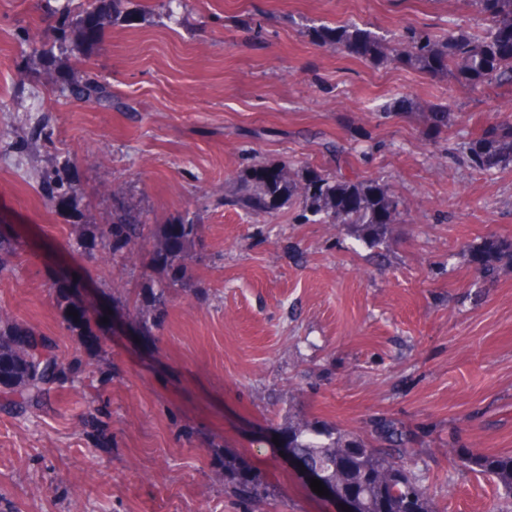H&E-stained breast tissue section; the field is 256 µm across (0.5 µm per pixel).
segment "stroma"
Masks as SVG:
<instances>
[{
    "instance_id": "1",
    "label": "stroma",
    "mask_w": 512,
    "mask_h": 512,
    "mask_svg": "<svg viewBox=\"0 0 512 512\" xmlns=\"http://www.w3.org/2000/svg\"><path fill=\"white\" fill-rule=\"evenodd\" d=\"M84 5L0 0V240L16 249L0 312L84 358L56 302L75 281L101 342L93 372L51 410L0 413V512H241V472L267 492L253 512H342L281 453L288 427L365 433L381 414L417 432L440 512H488L495 483L459 469L455 451L512 453V275L482 282L469 260L485 238H512V168L478 171L463 147L512 111V91L376 66L305 34L477 31L480 17L465 0H184L171 20L163 0H124V20L88 49L51 16ZM45 49L97 71L128 111L47 81ZM444 105L452 127L428 136L426 113ZM256 158L378 181L401 222L378 251L300 222L294 202L253 223L229 199ZM45 174L78 193L49 199ZM116 186L153 235L198 221L194 294L150 249L82 255L74 230L111 223ZM165 284V320L145 331L124 298ZM99 393L112 413L100 442L80 426Z\"/></svg>"
}]
</instances>
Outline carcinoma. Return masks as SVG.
<instances>
[{
    "label": "carcinoma",
    "instance_id": "cac0c4a2",
    "mask_svg": "<svg viewBox=\"0 0 512 512\" xmlns=\"http://www.w3.org/2000/svg\"><path fill=\"white\" fill-rule=\"evenodd\" d=\"M123 0H90L73 12L56 11V31L73 32L85 47L94 48L108 21L122 14ZM480 14L486 28L473 31L453 27L443 35L410 31L392 45L357 25L309 27L306 35L318 45L364 59L376 66L403 61L428 75L448 78L473 90L512 86V0H467ZM71 96L99 108L121 109L111 86L90 73L75 74L70 68L49 73ZM452 113L442 107L426 114L428 132L440 135L448 130ZM465 154L480 171L512 167V113H506L489 128L471 137ZM298 203L303 217L312 216L323 224H336L358 240L375 248L387 242L394 225L400 222L398 197L376 181H360L345 176L311 174L287 161L272 165L255 160L248 168L239 191L229 200L257 224L273 220L285 202ZM199 224L190 217L165 226L152 248V261L165 266L172 283L189 292L196 291L189 276L191 257L187 252L198 236ZM150 239L149 227L140 210L126 205L121 189H112V223L98 225L84 238L85 248H106L117 254L132 253ZM471 261L487 281H494L512 270V239L491 237L471 252ZM57 305L69 328L90 355L100 349V340L87 325L83 313L73 317L69 288L56 290ZM142 313L146 328H157L168 307L167 291L159 288L145 299L126 298ZM84 379L82 362L66 361L56 351L53 339L0 314V411L24 417L43 411L53 393L64 384ZM93 400L83 417V426L98 435L105 431L111 413ZM288 448L312 469L328 472L336 492L355 500L358 512H439L425 479L415 471V441L407 426L391 417L376 419L369 436L309 421L288 426ZM459 466L491 477L496 496L489 512H512V454L476 451ZM241 505L262 496L259 485L238 479Z\"/></svg>",
    "mask_w": 512,
    "mask_h": 512
}]
</instances>
